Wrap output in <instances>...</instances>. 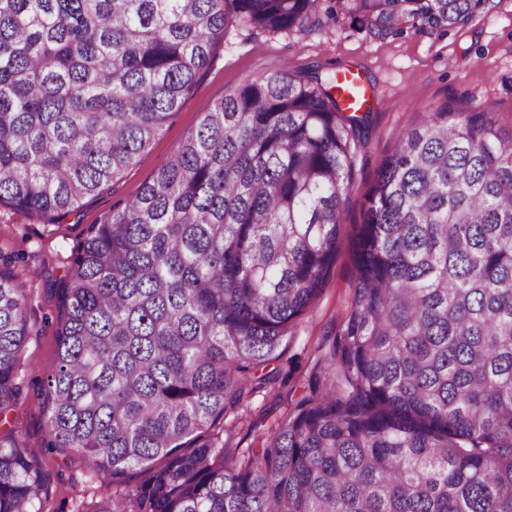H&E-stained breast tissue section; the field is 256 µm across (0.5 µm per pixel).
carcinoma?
Masks as SVG:
<instances>
[{
  "instance_id": "1",
  "label": "carcinoma",
  "mask_w": 512,
  "mask_h": 512,
  "mask_svg": "<svg viewBox=\"0 0 512 512\" xmlns=\"http://www.w3.org/2000/svg\"><path fill=\"white\" fill-rule=\"evenodd\" d=\"M495 0H335L359 28L432 32ZM320 24L318 0H0V205L55 219L118 181L179 111L228 19ZM284 68L203 113L92 229L59 299L56 448L137 512H512V133L445 104L367 195L354 308L310 393L238 465L221 421L276 359L336 258L367 115ZM24 286L0 266V407L16 402ZM48 473L0 439V512Z\"/></svg>"
}]
</instances>
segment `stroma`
Returning a JSON list of instances; mask_svg holds the SVG:
<instances>
[{
    "instance_id": "35a3bbf8",
    "label": "stroma",
    "mask_w": 512,
    "mask_h": 512,
    "mask_svg": "<svg viewBox=\"0 0 512 512\" xmlns=\"http://www.w3.org/2000/svg\"><path fill=\"white\" fill-rule=\"evenodd\" d=\"M284 65L296 75L358 72L368 93L369 134L356 159L340 216L336 260L320 295L295 320L277 359L251 380L238 409L224 417V450L239 464L259 437L308 395L313 372L323 370L330 342L354 307L352 245L364 219L366 196L400 133L431 107L487 99L496 104L497 126L512 130V0H500L490 15L469 26L437 32L406 18L397 33L375 35L342 14L323 16L319 28L291 32L263 31L229 20L209 66L180 110L114 187L54 222L0 207V255L13 258L15 272L26 281L29 328L17 362L20 395L0 411V435L11 434L44 462L50 479L41 512H100L109 504L122 512L136 509L131 483L89 468L76 451L49 445L44 381L57 364L62 318L58 290L71 274L74 254L89 238L92 225L134 198L211 105L245 79Z\"/></svg>"
}]
</instances>
